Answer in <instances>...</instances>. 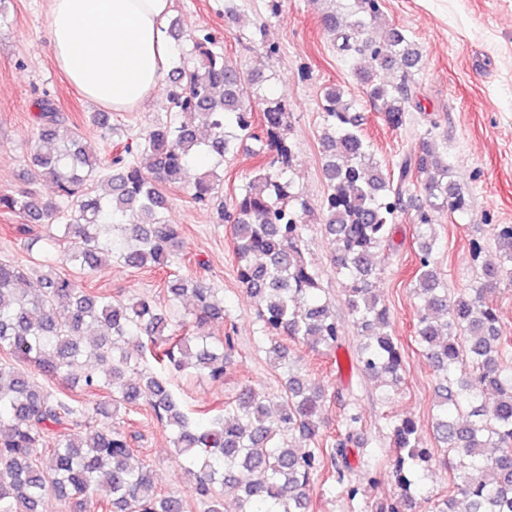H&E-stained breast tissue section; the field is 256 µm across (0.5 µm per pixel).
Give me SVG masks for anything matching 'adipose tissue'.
Segmentation results:
<instances>
[{
    "mask_svg": "<svg viewBox=\"0 0 512 512\" xmlns=\"http://www.w3.org/2000/svg\"><path fill=\"white\" fill-rule=\"evenodd\" d=\"M170 6L171 0H49L53 60L82 96L114 112L135 109L169 70Z\"/></svg>",
    "mask_w": 512,
    "mask_h": 512,
    "instance_id": "obj_1",
    "label": "adipose tissue"
}]
</instances>
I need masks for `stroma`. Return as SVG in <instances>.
<instances>
[{
  "instance_id": "35a3bbf8",
  "label": "stroma",
  "mask_w": 512,
  "mask_h": 512,
  "mask_svg": "<svg viewBox=\"0 0 512 512\" xmlns=\"http://www.w3.org/2000/svg\"><path fill=\"white\" fill-rule=\"evenodd\" d=\"M281 4L275 15L269 0H172L169 17L185 33L203 29L215 33L225 54L242 60L246 71L275 72L272 95L287 101L297 180L313 211L305 235L307 258L319 268L322 296L336 311L343 335L338 357L345 364L355 353L358 332L346 290L331 262L333 242L315 215L327 194L320 140L324 92L332 86L348 91L361 117L360 128L388 174H398L404 161H415L424 137H433L447 152L451 178L468 207L439 218L435 255L449 293L463 292L474 267L473 242L482 244L483 260H494L491 227L512 224V0H381L385 22L402 29L422 52L411 85L417 107L399 128L384 120L354 79L349 59L324 31L325 0H281ZM5 10L8 21L0 25V194L27 189L42 197L54 194L51 184L27 179L28 156L37 142L33 114L41 93H49L70 124L105 156L119 144L135 143L154 122L169 119L168 89L163 86L137 110L113 113L112 134L101 138L90 120L96 104L69 86L52 59L48 0H6ZM246 22L267 27L270 40L278 46L276 55L266 57L239 41L238 29ZM257 150L256 141L245 140L219 168V198L225 205H232L256 174L261 163ZM165 193L166 218L182 229V274L203 275L224 299L223 319L208 323L206 332L220 337L227 324L235 326L231 366L224 377L215 381L197 375L175 381V395L195 412L231 404L248 386L264 397L267 406L277 407L286 376L269 361L254 301L237 279L229 223L220 221L215 209L196 204L186 185L168 186ZM418 245L414 211L409 208L397 214L378 253L383 268L379 286L389 308L390 332L403 355V381L397 390L382 392L376 382L337 371L328 357L301 343L288 344L290 355L300 358L309 378L326 392L319 445L335 439L347 412L359 417L362 448L351 455L344 484H337L335 474L326 469L314 475V512H360L363 504L396 496L390 423L405 416L418 422L424 446L434 451L419 471L412 512H434L438 500L453 496L454 475L444 464L447 452L433 430L438 375L413 341L419 309L413 293ZM90 284L120 298L163 295L161 272L116 264L91 277ZM123 427L133 448L150 464L157 489L179 495L189 512H196L195 482L174 457L167 434L149 407L128 408ZM349 484L360 490L356 499L346 495Z\"/></svg>"
}]
</instances>
